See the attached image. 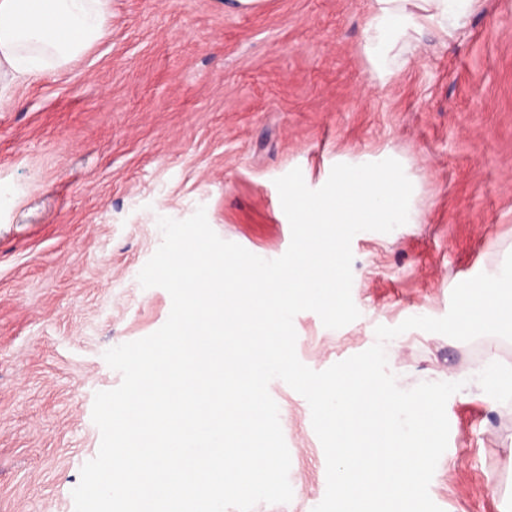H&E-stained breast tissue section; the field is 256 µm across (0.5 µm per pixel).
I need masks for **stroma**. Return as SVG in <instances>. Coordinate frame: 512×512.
<instances>
[{
  "label": "stroma",
  "mask_w": 512,
  "mask_h": 512,
  "mask_svg": "<svg viewBox=\"0 0 512 512\" xmlns=\"http://www.w3.org/2000/svg\"><path fill=\"white\" fill-rule=\"evenodd\" d=\"M371 0H108L103 34L42 80L0 92V512H74L99 450L94 395L120 385L103 358L171 310L138 274L159 217L205 206L223 240L272 260L291 241L275 179L310 185L342 154L392 148L421 211L394 239L352 240L354 322L294 318L299 359L321 371L369 347L376 326L439 318L453 288L512 252V0H473L447 32L414 33L397 75L370 86ZM496 336L418 329L389 349L399 386L482 377ZM291 456L293 498L326 490L310 407L268 387ZM448 446L429 493L442 512H512V405L478 387L446 407Z\"/></svg>",
  "instance_id": "35a3bbf8"
}]
</instances>
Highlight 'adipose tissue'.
<instances>
[{"instance_id":"adipose-tissue-1","label":"adipose tissue","mask_w":512,"mask_h":512,"mask_svg":"<svg viewBox=\"0 0 512 512\" xmlns=\"http://www.w3.org/2000/svg\"><path fill=\"white\" fill-rule=\"evenodd\" d=\"M472 0H372L362 53L370 85L402 68L397 46L430 25L447 30ZM104 0H0V86L26 84L79 56L103 32Z\"/></svg>"}]
</instances>
